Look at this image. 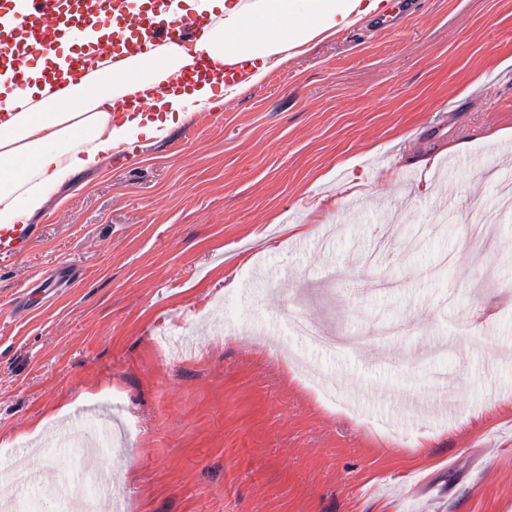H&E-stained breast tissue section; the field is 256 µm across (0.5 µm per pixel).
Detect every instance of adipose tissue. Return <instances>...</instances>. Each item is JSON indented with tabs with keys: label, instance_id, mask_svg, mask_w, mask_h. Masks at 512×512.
<instances>
[{
	"label": "adipose tissue",
	"instance_id": "adipose-tissue-1",
	"mask_svg": "<svg viewBox=\"0 0 512 512\" xmlns=\"http://www.w3.org/2000/svg\"><path fill=\"white\" fill-rule=\"evenodd\" d=\"M382 0H174L173 16L203 15L209 23L195 42L169 43L149 57L103 60L79 84L41 90L18 102L8 75L0 76V227L25 224L77 172L97 167L141 138H161L192 109L222 104L223 85L198 83L187 92L170 85L197 55L216 74L229 58L251 61L252 81L267 62L317 35L376 12ZM136 95L145 109L128 106ZM120 119H113V111Z\"/></svg>",
	"mask_w": 512,
	"mask_h": 512
}]
</instances>
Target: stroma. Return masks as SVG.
Listing matches in <instances>:
<instances>
[{
  "label": "stroma",
  "mask_w": 512,
  "mask_h": 512,
  "mask_svg": "<svg viewBox=\"0 0 512 512\" xmlns=\"http://www.w3.org/2000/svg\"><path fill=\"white\" fill-rule=\"evenodd\" d=\"M510 184L512 0L321 34L77 173L0 258V469L45 475L0 512L82 473L95 512H512Z\"/></svg>",
  "instance_id": "obj_1"
}]
</instances>
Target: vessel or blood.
Returning <instances> with one entry per match:
<instances>
[{
	"mask_svg": "<svg viewBox=\"0 0 512 512\" xmlns=\"http://www.w3.org/2000/svg\"><path fill=\"white\" fill-rule=\"evenodd\" d=\"M173 0H0V70L10 73L21 92L33 89L30 66L41 65V81L65 90L87 69L88 55L110 49L113 57L145 55L165 42L199 37L208 24L203 16L172 17ZM413 0H387L373 18L382 29L397 28ZM93 29L104 40L78 41ZM34 241V227L0 228V256L24 254Z\"/></svg>",
	"mask_w": 512,
	"mask_h": 512,
	"instance_id": "b4317fda",
	"label": "vessel or blood"
}]
</instances>
